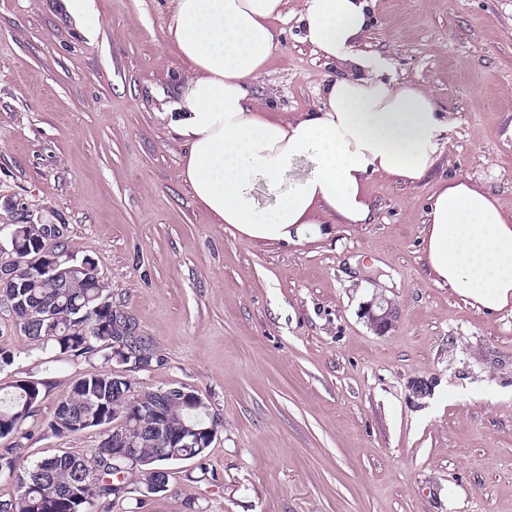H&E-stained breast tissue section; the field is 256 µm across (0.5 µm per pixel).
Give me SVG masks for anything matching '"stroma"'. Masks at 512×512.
Listing matches in <instances>:
<instances>
[{
  "instance_id": "1",
  "label": "stroma",
  "mask_w": 512,
  "mask_h": 512,
  "mask_svg": "<svg viewBox=\"0 0 512 512\" xmlns=\"http://www.w3.org/2000/svg\"><path fill=\"white\" fill-rule=\"evenodd\" d=\"M85 5L93 36L63 0H0V225H63L155 348L113 375L192 390L221 422L202 459L121 512H512V304L475 309L436 282L424 244L446 179L481 180L512 211V0H374L363 49L432 93L448 141L420 181L370 177V223L298 245L231 232L194 201L169 126L187 72L169 0ZM279 29L253 94L315 110L334 70L296 17ZM377 294L400 311L385 336L362 316ZM0 348L15 355L0 388L45 384L26 439L0 438V454L90 455L97 431L46 424L100 360L54 359L1 300Z\"/></svg>"
}]
</instances>
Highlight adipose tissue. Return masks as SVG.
Masks as SVG:
<instances>
[{
	"instance_id": "adipose-tissue-1",
	"label": "adipose tissue",
	"mask_w": 512,
	"mask_h": 512,
	"mask_svg": "<svg viewBox=\"0 0 512 512\" xmlns=\"http://www.w3.org/2000/svg\"><path fill=\"white\" fill-rule=\"evenodd\" d=\"M288 0H171L166 37L189 70L171 127L182 176L218 223L299 244L319 218L369 223L370 175L409 182L435 166L450 120L433 96L361 50L369 0H300L303 41L333 65L316 110L269 118L252 85L276 50ZM437 281L499 311L512 303V212L480 184L444 181L427 206Z\"/></svg>"
}]
</instances>
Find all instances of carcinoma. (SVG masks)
I'll use <instances>...</instances> for the list:
<instances>
[{"label": "carcinoma", "mask_w": 512, "mask_h": 512, "mask_svg": "<svg viewBox=\"0 0 512 512\" xmlns=\"http://www.w3.org/2000/svg\"><path fill=\"white\" fill-rule=\"evenodd\" d=\"M15 231L19 262L13 279L0 285V300L10 304L21 331L29 339L64 357L97 356L102 361L96 374L74 384L64 398L72 413H54L49 430L66 435L97 429L98 424H84L80 416L110 417L112 405L117 403L121 404L122 415L115 418L111 431H100L102 440L88 458L62 451L25 465L18 458L0 455V469H8L16 487L14 496L0 500V512H89L88 506L96 501L112 505L119 474L134 485L136 477L146 469L203 457L218 431V420L208 407L190 400L166 406L164 422L169 430L208 429L201 436L202 446L178 448L132 410L142 405V400L152 398L154 392L136 394L131 380H114L112 362L130 363L137 358L149 365L154 349L136 334L134 318L112 307V298L98 272L69 271V263L65 262L61 265L65 272L56 277L41 273L33 266L36 252L32 248L46 242V225L17 224ZM115 341L119 342L117 350L112 349ZM42 387L43 382L38 380H20L12 391L0 396V438L23 433L41 400ZM119 448L134 449L136 459L119 454ZM86 469L91 471V477L80 489V500H73L66 492L81 481L80 474Z\"/></svg>", "instance_id": "cac0c4a2"}]
</instances>
